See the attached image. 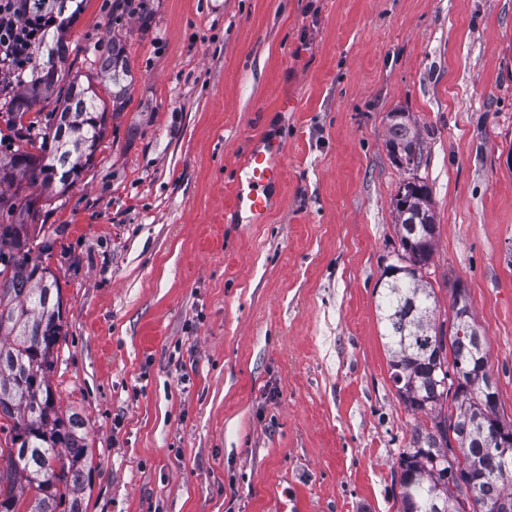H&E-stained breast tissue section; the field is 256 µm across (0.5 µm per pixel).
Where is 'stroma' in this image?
Listing matches in <instances>:
<instances>
[{
	"label": "stroma",
	"instance_id": "obj_1",
	"mask_svg": "<svg viewBox=\"0 0 512 512\" xmlns=\"http://www.w3.org/2000/svg\"><path fill=\"white\" fill-rule=\"evenodd\" d=\"M87 0L71 72L125 43L129 100L66 192L26 190L64 336L50 375L85 422L83 512H397L416 424L381 297L394 199L428 187L437 322L462 283L512 419V0ZM289 109H282V101ZM58 103L0 101V153ZM417 131L412 166L389 115ZM285 144L264 223L229 213L253 139Z\"/></svg>",
	"mask_w": 512,
	"mask_h": 512
}]
</instances>
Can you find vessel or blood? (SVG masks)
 Returning <instances> with one entry per match:
<instances>
[{
  "label": "vessel or blood",
  "mask_w": 512,
  "mask_h": 512,
  "mask_svg": "<svg viewBox=\"0 0 512 512\" xmlns=\"http://www.w3.org/2000/svg\"><path fill=\"white\" fill-rule=\"evenodd\" d=\"M284 155L285 145L280 138L254 141L241 171L246 185L234 197L235 215L256 221L269 213L273 205L270 189L281 179Z\"/></svg>",
  "instance_id": "1"
}]
</instances>
